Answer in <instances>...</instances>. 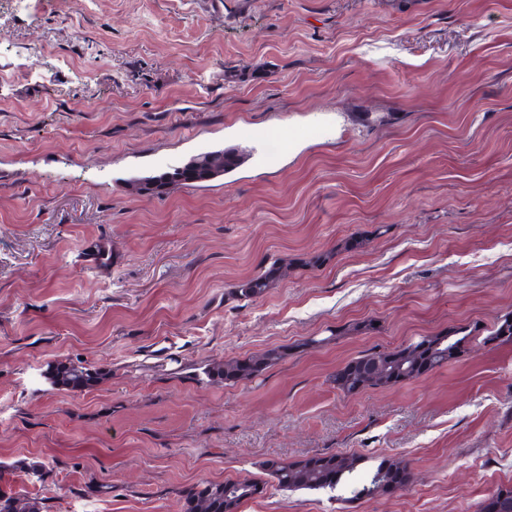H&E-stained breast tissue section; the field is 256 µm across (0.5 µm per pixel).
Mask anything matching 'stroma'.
<instances>
[{"instance_id":"obj_1","label":"stroma","mask_w":512,"mask_h":512,"mask_svg":"<svg viewBox=\"0 0 512 512\" xmlns=\"http://www.w3.org/2000/svg\"><path fill=\"white\" fill-rule=\"evenodd\" d=\"M228 2L0 0V489L35 466L43 512H185L200 481L348 452L411 476L267 481L239 512H478L512 487V344L483 341L512 314V0ZM232 146L222 179L134 190ZM457 327L419 379L331 381ZM59 362L108 375L57 390ZM281 276V267L273 263L263 271L240 280L235 286V295L238 299L246 301L260 298ZM281 353L277 350H269L264 354L249 359H228L224 364L206 370L204 373L211 378H218L224 382H238L249 380L272 366L279 358ZM403 465V470L406 469L407 465L402 460H385L382 461L368 481L355 487L353 489L354 499L361 498H373L378 495H383L388 491L385 482L388 480L390 470H400V466Z\"/></svg>"}]
</instances>
